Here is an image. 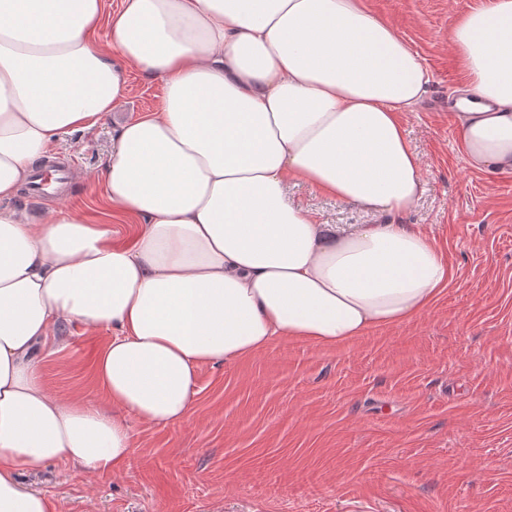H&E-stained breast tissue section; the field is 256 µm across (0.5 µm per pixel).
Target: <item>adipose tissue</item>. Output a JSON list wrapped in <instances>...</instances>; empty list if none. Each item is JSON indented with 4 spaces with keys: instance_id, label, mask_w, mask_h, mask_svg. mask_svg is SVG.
<instances>
[{
    "instance_id": "ef3b65f1",
    "label": "adipose tissue",
    "mask_w": 512,
    "mask_h": 512,
    "mask_svg": "<svg viewBox=\"0 0 512 512\" xmlns=\"http://www.w3.org/2000/svg\"><path fill=\"white\" fill-rule=\"evenodd\" d=\"M449 42L468 78L466 161L512 172V0L463 14ZM133 68L163 96L115 127L100 172L139 221L133 241L68 208L30 222L12 200L55 142L110 115ZM428 84L362 0H0V512H53L22 469L118 473L129 418L186 421L201 365L426 312L452 272L397 218L425 191L401 115ZM291 178L388 221L315 223ZM71 321L113 330L100 400L41 380L39 345Z\"/></svg>"
}]
</instances>
